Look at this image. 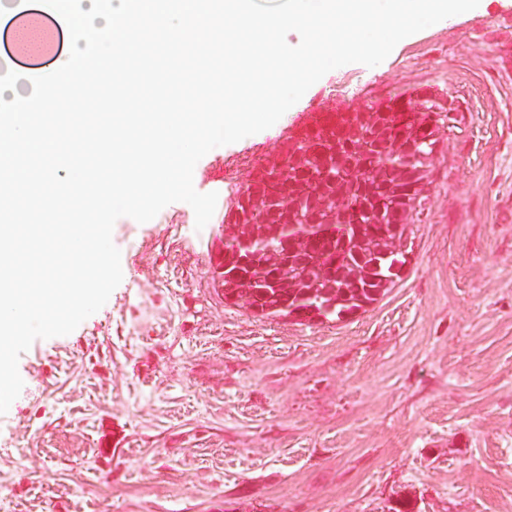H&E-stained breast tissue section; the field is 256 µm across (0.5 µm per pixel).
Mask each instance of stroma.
Returning <instances> with one entry per match:
<instances>
[{"instance_id": "1", "label": "stroma", "mask_w": 512, "mask_h": 512, "mask_svg": "<svg viewBox=\"0 0 512 512\" xmlns=\"http://www.w3.org/2000/svg\"><path fill=\"white\" fill-rule=\"evenodd\" d=\"M421 91L453 110L399 279L338 320L226 299L224 225L257 168L315 113ZM195 171L207 225L184 202L119 218L121 284L20 356L0 512H512V0L326 73Z\"/></svg>"}]
</instances>
